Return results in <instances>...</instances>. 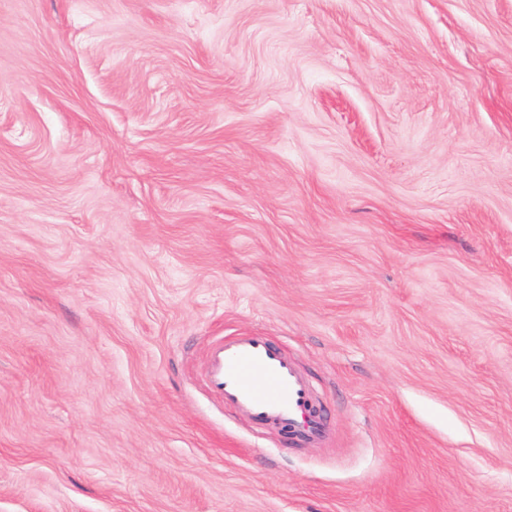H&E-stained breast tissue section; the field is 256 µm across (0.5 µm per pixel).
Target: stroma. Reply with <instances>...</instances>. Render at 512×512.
I'll list each match as a JSON object with an SVG mask.
<instances>
[{"instance_id":"obj_1","label":"stroma","mask_w":512,"mask_h":512,"mask_svg":"<svg viewBox=\"0 0 512 512\" xmlns=\"http://www.w3.org/2000/svg\"><path fill=\"white\" fill-rule=\"evenodd\" d=\"M0 512H512V0H0ZM207 377L210 390L224 404L258 424L280 426L309 443L324 432L313 389L267 336L224 337L210 351Z\"/></svg>"}]
</instances>
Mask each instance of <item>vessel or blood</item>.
<instances>
[{"label":"vessel or blood","instance_id":"1","mask_svg":"<svg viewBox=\"0 0 512 512\" xmlns=\"http://www.w3.org/2000/svg\"><path fill=\"white\" fill-rule=\"evenodd\" d=\"M207 377L224 404L256 423L288 429L311 442L324 431L311 386L267 336L241 334L214 346Z\"/></svg>","mask_w":512,"mask_h":512}]
</instances>
